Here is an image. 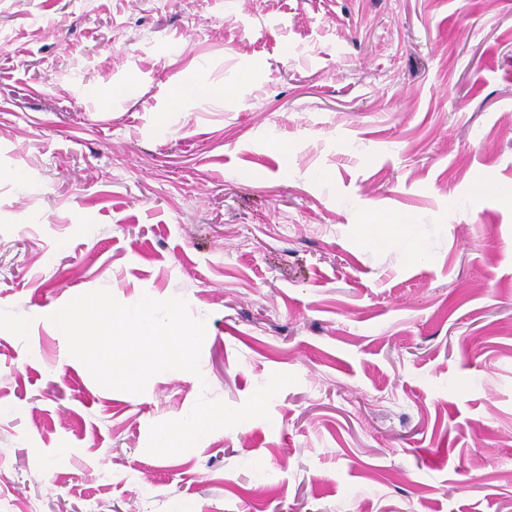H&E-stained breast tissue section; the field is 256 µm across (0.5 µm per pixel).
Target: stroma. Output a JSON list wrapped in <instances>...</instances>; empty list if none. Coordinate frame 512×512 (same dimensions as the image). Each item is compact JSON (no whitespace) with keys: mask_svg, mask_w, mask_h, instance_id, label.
<instances>
[{"mask_svg":"<svg viewBox=\"0 0 512 512\" xmlns=\"http://www.w3.org/2000/svg\"><path fill=\"white\" fill-rule=\"evenodd\" d=\"M98 289L200 375L97 384ZM0 512H512V0H0ZM395 226L399 227L397 240L405 246L411 257L418 262L425 261L428 253L424 245L414 238L412 225L401 224L400 226L395 224Z\"/></svg>","mask_w":512,"mask_h":512,"instance_id":"1","label":"stroma"}]
</instances>
